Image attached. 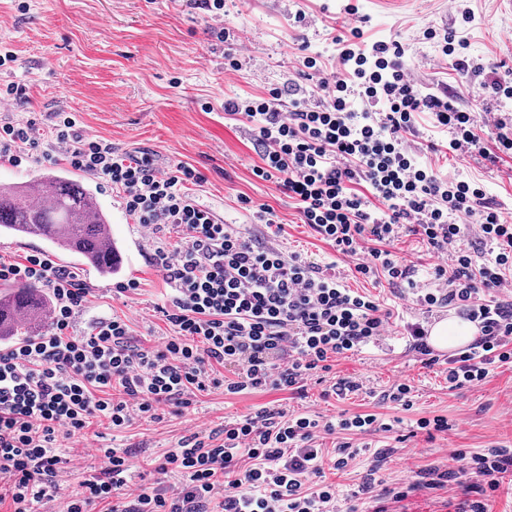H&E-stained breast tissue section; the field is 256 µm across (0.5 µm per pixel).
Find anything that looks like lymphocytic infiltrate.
I'll return each mask as SVG.
<instances>
[{
    "mask_svg": "<svg viewBox=\"0 0 512 512\" xmlns=\"http://www.w3.org/2000/svg\"><path fill=\"white\" fill-rule=\"evenodd\" d=\"M335 43L341 74L317 77L307 96L286 105L274 90L258 100L226 102L224 109L257 133L256 176L280 179L301 222L355 258L357 273H384L419 293L421 303L458 309L480 324L474 342L448 358L449 383H480L495 364L512 362V300L495 294L512 272V213L501 212L482 188L437 178L408 150L406 136L426 112L436 128L450 132L449 151H481L475 130L490 126L500 149L512 152V118L486 107L462 111L447 97L421 93L398 44L379 41L364 55L344 38ZM358 100L365 105L360 112L353 108ZM58 118L46 158L110 184L129 215L158 236L151 263L174 292L165 312L173 334L159 345L134 347L127 323L111 318L72 335L89 286L43 254L0 263V282L39 283L54 297L53 333L0 352V507L8 512H34L54 501L59 472L74 467L54 448L57 435L83 434L96 419L116 430L136 416L159 419L165 407L205 390L217 365L234 367V378L224 382L233 394L267 387L303 392L312 372L376 342L387 323L374 301L314 263L254 246L219 223L183 189L201 181L192 166L162 172L149 155L123 158L110 140L84 134L70 114ZM36 133L32 118L0 124V161L21 164L39 145ZM361 181L369 194L356 190ZM460 216L477 217L481 242L498 248L492 261L449 253L461 233ZM170 229L180 243L163 240ZM403 231L430 246L442 288L422 292L412 267L389 251ZM376 421L365 414L322 424L260 410L223 431L182 437L155 467L152 486L130 501L120 490L137 463L126 450L105 448L99 473L81 481L67 512H83L94 499L107 503L106 512H332L336 491L320 480L316 433L336 427L365 433ZM465 458L476 480L451 512H488L486 498L512 473V448L471 455L447 449L443 465L423 470L422 480L394 492V499L423 485L444 487L456 477L453 462Z\"/></svg>",
    "mask_w": 512,
    "mask_h": 512,
    "instance_id": "lymphocytic-infiltrate-1",
    "label": "lymphocytic infiltrate"
}]
</instances>
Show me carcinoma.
Instances as JSON below:
<instances>
[{"label": "carcinoma", "instance_id": "cac0c4a2", "mask_svg": "<svg viewBox=\"0 0 512 512\" xmlns=\"http://www.w3.org/2000/svg\"><path fill=\"white\" fill-rule=\"evenodd\" d=\"M39 237L77 256L105 278L120 271L118 247L96 193L65 168H48L18 185H0V233ZM47 300L35 283L0 293V340L30 335Z\"/></svg>", "mask_w": 512, "mask_h": 512}]
</instances>
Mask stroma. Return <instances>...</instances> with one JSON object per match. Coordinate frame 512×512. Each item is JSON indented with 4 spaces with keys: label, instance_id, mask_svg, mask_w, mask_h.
Masks as SVG:
<instances>
[{
    "label": "stroma",
    "instance_id": "obj_1",
    "mask_svg": "<svg viewBox=\"0 0 512 512\" xmlns=\"http://www.w3.org/2000/svg\"><path fill=\"white\" fill-rule=\"evenodd\" d=\"M202 0H0V52L13 62L0 67V86H25L23 100L0 108V121L36 119L39 149L21 166L0 163V184L28 180L47 167L41 148L61 112L75 115L88 134L111 141L123 157L152 153L156 165L173 172L178 163L194 167L202 181L189 192L222 223L252 243L278 250L283 256L302 254L322 269L338 274L341 284L371 297L390 313L388 332L377 343L337 356L329 371L315 373L304 394L274 388L247 389L231 394L211 387L190 393L187 404L168 408L163 419L134 418L124 429L96 426L85 441L58 438L61 452L84 447L125 448L141 463H158L179 440L200 427L219 430L260 409L282 408L327 419L357 414L376 415L383 431L360 434L335 430L320 433L316 447L333 452L346 442L354 457L348 467L327 474L336 485L337 512H445L444 504L461 498L462 483L470 482L468 460L455 462L461 483L442 489H421L401 501L388 490L414 480L420 470L440 462L444 449L480 452L512 447V363L495 366L477 385L450 386L445 364L427 365L409 347L406 328L429 327L451 316V308L426 309L399 284L387 278L355 273L351 258L337 251L309 225L300 221L294 200L278 179L255 176L260 165L256 134L245 119L226 114L229 100L268 97L275 88L291 84L308 88L301 74L303 60L315 58L324 75L340 69L333 42L336 34L359 28L361 47L395 42L402 62L413 70L420 88L447 96L468 111L487 107L512 113V99H495L489 87L493 75L512 73V8L502 0H223L224 22L233 39L219 40ZM354 14H347L346 5ZM436 38H429V31ZM465 40L468 59L487 65L475 76L457 71L443 50V34ZM235 58L237 66L226 63ZM417 130L406 145L443 180L469 179L484 186L503 210L512 212V154L498 151L491 129L476 131L495 161L479 154L460 156L430 152L429 140H443L429 114L417 119ZM98 193L113 238L128 241L142 228L128 215L121 197L100 179L83 175ZM277 215L276 224L261 223L260 206ZM154 249L145 239L141 250L130 251L112 278L76 269L73 258L46 241L0 235V261L16 262L41 253L55 265L76 271L92 292L73 319L72 332L85 334L97 321L127 320L132 344L156 345L171 333L162 311L173 292L150 262ZM399 257L413 265L422 287L437 288L435 258L419 236L395 241ZM135 282L138 293L123 292ZM358 381L360 391L344 396L329 393L333 382ZM412 387V405L391 403L386 395L397 382ZM444 417V431H425L423 419ZM380 448L396 449L394 461L375 466ZM370 491H363L364 483Z\"/></svg>",
    "mask_w": 512,
    "mask_h": 512
}]
</instances>
